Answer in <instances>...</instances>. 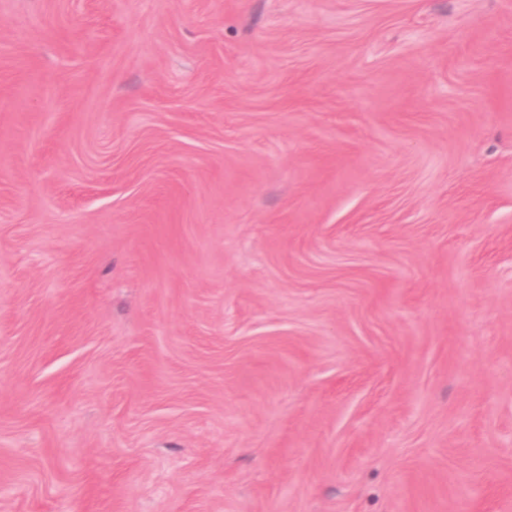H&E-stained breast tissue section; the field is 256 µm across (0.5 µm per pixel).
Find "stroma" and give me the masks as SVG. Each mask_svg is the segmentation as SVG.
I'll list each match as a JSON object with an SVG mask.
<instances>
[{
	"instance_id": "stroma-1",
	"label": "stroma",
	"mask_w": 512,
	"mask_h": 512,
	"mask_svg": "<svg viewBox=\"0 0 512 512\" xmlns=\"http://www.w3.org/2000/svg\"><path fill=\"white\" fill-rule=\"evenodd\" d=\"M0 512H512V0H0Z\"/></svg>"
}]
</instances>
